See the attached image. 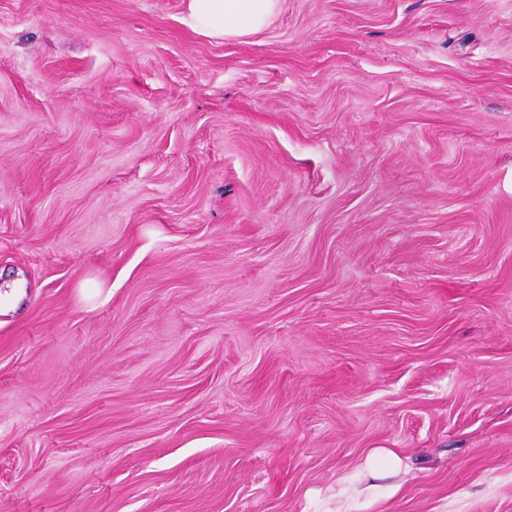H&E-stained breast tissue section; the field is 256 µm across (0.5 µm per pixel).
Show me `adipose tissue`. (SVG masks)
<instances>
[{
    "instance_id": "ef3b65f1",
    "label": "adipose tissue",
    "mask_w": 512,
    "mask_h": 512,
    "mask_svg": "<svg viewBox=\"0 0 512 512\" xmlns=\"http://www.w3.org/2000/svg\"><path fill=\"white\" fill-rule=\"evenodd\" d=\"M281 0H188L186 22L198 34L223 39L247 37L265 28ZM409 466L397 448H373L356 468L342 476L336 492V512H377L401 490V475Z\"/></svg>"
}]
</instances>
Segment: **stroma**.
I'll list each match as a JSON object with an SVG mask.
<instances>
[{
  "label": "stroma",
  "mask_w": 512,
  "mask_h": 512,
  "mask_svg": "<svg viewBox=\"0 0 512 512\" xmlns=\"http://www.w3.org/2000/svg\"><path fill=\"white\" fill-rule=\"evenodd\" d=\"M186 15L0 0V512H512V0ZM281 0H188L186 23L203 36L247 37L265 28ZM407 458L398 448H372L356 467V476L368 483L361 491L365 492L360 503L362 510H377L383 503L394 498L403 486V480L388 484L378 483L390 478H398L409 472ZM339 488L336 492V512H353L357 491L353 486L351 476H342L339 479Z\"/></svg>",
  "instance_id": "1"
}]
</instances>
